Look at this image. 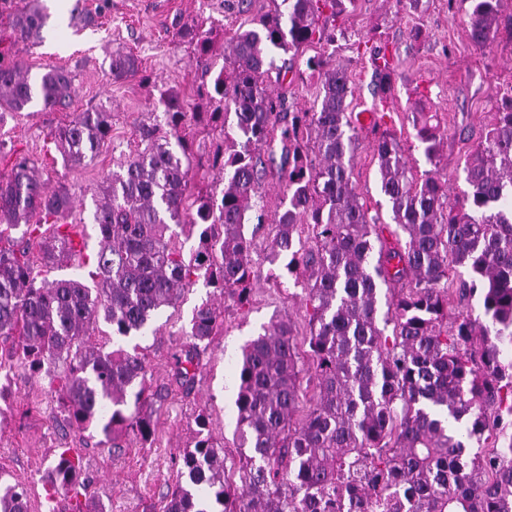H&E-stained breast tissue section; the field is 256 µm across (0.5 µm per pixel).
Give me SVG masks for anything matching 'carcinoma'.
Segmentation results:
<instances>
[{
  "label": "carcinoma",
  "instance_id": "1",
  "mask_svg": "<svg viewBox=\"0 0 512 512\" xmlns=\"http://www.w3.org/2000/svg\"><path fill=\"white\" fill-rule=\"evenodd\" d=\"M465 2L470 39L483 48L497 30L501 0ZM341 5L281 0L220 51L201 32L207 20L179 27V40L194 46L196 96L212 110L189 113L175 89L161 92L163 118L139 129L144 147L99 188L100 248L81 259L92 264L91 284L40 281L29 257L37 238L46 266L76 255L68 191L49 190L44 169L25 156L0 178V337L12 340L9 358L48 379L57 406L46 419L98 429L116 448L122 434L151 440V408L165 387L148 382L143 354L106 352V343L143 334L201 279L239 307L248 304L253 260L244 229L265 223L252 203L265 171L260 150L272 160L280 145L277 174L289 202L275 219L266 260H282L289 275L306 280L315 400L294 420L301 370L290 322L276 317L245 343L238 362L241 485L229 478L224 448L200 413L197 440L182 455L188 484L176 486L164 512H512V441L488 447L512 425V88L466 165L469 190L459 207L447 205L448 183L436 170L443 135L426 112L414 126L433 169L415 173L396 138L379 137L381 192L391 221L407 234L389 241L380 213H370L351 180L358 138L346 70L323 54L307 59L321 79L313 112L288 111L286 97L266 86L273 72L286 77L277 55L336 42L324 9L334 16ZM45 22L37 3L15 8L9 44L38 36ZM9 51L0 49V109L22 112L36 98L45 109L68 106L69 72L53 69L32 81ZM109 68L115 81L149 80L131 52L113 54ZM228 114L233 149L218 146L206 160L223 187L199 189L189 213L188 129L204 115L222 130ZM111 126L106 110L75 112L54 139L65 161L80 165ZM306 221L315 244L302 249L294 231ZM173 225L196 236L190 255L166 237ZM21 226L19 239L6 234ZM458 266L469 273L459 297L479 295V318L448 314V274ZM101 321L112 335L96 343L93 326ZM223 326L210 303L195 309L171 354L185 395ZM81 486L80 457L67 448L52 466L49 494ZM0 512H30L27 489L2 474Z\"/></svg>",
  "mask_w": 512,
  "mask_h": 512
}]
</instances>
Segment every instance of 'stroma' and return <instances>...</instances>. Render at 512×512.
<instances>
[{
	"mask_svg": "<svg viewBox=\"0 0 512 512\" xmlns=\"http://www.w3.org/2000/svg\"><path fill=\"white\" fill-rule=\"evenodd\" d=\"M49 18L37 40L12 46L31 77L54 68L71 71L69 111L105 109L112 129L94 159L73 166L63 161L51 133L67 111L46 110L36 104L22 112H0V171L23 155L48 172L49 189H66L73 200L70 222L78 224L83 252L99 249L93 213L99 186L119 170L138 144L141 124L162 114L161 90L180 92L189 108H197L192 89L199 77L189 64L191 50L175 36V25L198 17L215 21V46L229 43L235 32L253 27L270 9L272 0H40ZM464 0H412L399 9L395 0H346L336 19L339 34L331 63L343 66L354 90L348 110L356 120L359 148L352 162V183L370 210L387 212L381 191L375 144L382 132L394 135L417 171L427 170L415 138L413 115L424 105L444 131L438 174L448 182L451 203L463 202L467 189L465 166L480 141L484 125L512 83V0L501 4L500 27L486 49L476 48L469 36ZM384 47L392 63L393 86L382 111H375V66L360 54L359 42ZM133 52L149 74L116 82L109 73L113 53ZM309 47L294 61L292 81H274L270 88L286 94L291 110H311L320 80L306 66L315 55ZM274 234L273 224L256 235L251 253L254 276L250 301L239 307L221 299L213 288L197 282L177 308L167 309L148 334L145 349L149 378L169 382V355L190 328L195 308L203 302L219 307L223 335L214 337L202 357L195 390L183 397L172 390L153 408L155 434L143 443L123 438L122 448L101 446L89 432L53 424L33 415L21 417L23 407L55 404L47 379L28 375L20 367L7 373L8 389L0 400V471L25 486L34 512H159L166 494L181 482L177 459L193 445L198 413L223 444L229 462L239 460L236 427V364L241 346L272 317H286L293 328L303 370L300 413H307L316 386L309 355L310 328L306 297L293 280L274 279L264 257ZM77 449L85 489L48 498V470L60 452Z\"/></svg>",
	"mask_w": 512,
	"mask_h": 512,
	"instance_id": "obj_1",
	"label": "stroma"
}]
</instances>
